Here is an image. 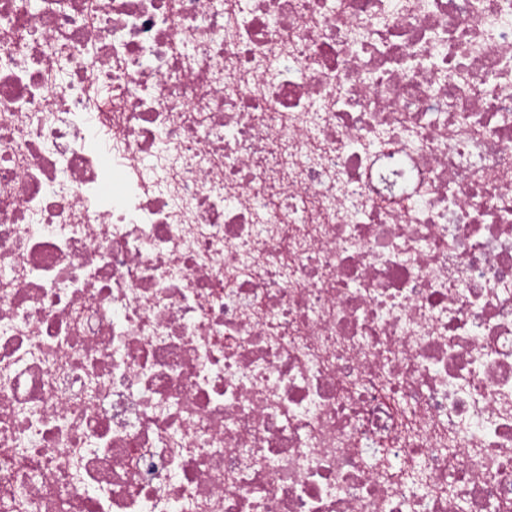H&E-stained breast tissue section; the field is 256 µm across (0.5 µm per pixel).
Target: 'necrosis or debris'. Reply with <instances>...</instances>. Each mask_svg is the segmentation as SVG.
I'll list each match as a JSON object with an SVG mask.
<instances>
[{"instance_id": "1", "label": "necrosis or debris", "mask_w": 512, "mask_h": 512, "mask_svg": "<svg viewBox=\"0 0 512 512\" xmlns=\"http://www.w3.org/2000/svg\"><path fill=\"white\" fill-rule=\"evenodd\" d=\"M461 501L512 512V0H0V512Z\"/></svg>"}]
</instances>
